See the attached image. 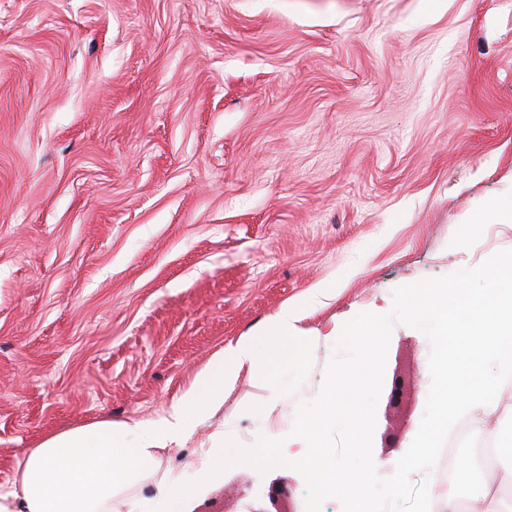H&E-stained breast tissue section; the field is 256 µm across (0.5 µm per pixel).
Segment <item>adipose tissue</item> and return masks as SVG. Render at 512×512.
<instances>
[{
  "mask_svg": "<svg viewBox=\"0 0 512 512\" xmlns=\"http://www.w3.org/2000/svg\"><path fill=\"white\" fill-rule=\"evenodd\" d=\"M492 297H472V312L458 323L444 288H412L413 311L426 314L439 343L450 346V362L459 377L439 390L436 420L445 424L465 414L489 439L500 440L493 419L501 406L496 380L483 362L512 367V255L497 259L491 269ZM301 316L288 303L259 333L241 337L234 346L216 351L191 386L154 421L133 424L96 420L43 439L28 449L16 476L15 493L0 497V512H136L133 498L139 487L153 483V512H188L211 483L224 475L223 432L211 446L190 460L197 476L159 471L160 450L181 443L192 424L224 406V393L242 373L251 371L260 349L276 347Z\"/></svg>",
  "mask_w": 512,
  "mask_h": 512,
  "instance_id": "1",
  "label": "adipose tissue"
}]
</instances>
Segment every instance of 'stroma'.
<instances>
[{"label": "stroma", "instance_id": "1", "mask_svg": "<svg viewBox=\"0 0 512 512\" xmlns=\"http://www.w3.org/2000/svg\"><path fill=\"white\" fill-rule=\"evenodd\" d=\"M511 195L512 0H0V495L43 437L160 418L298 302L295 331L160 466L219 428L243 448L287 436L346 321L512 249L507 218L478 221ZM430 350L394 326L388 468ZM305 496L293 469L236 464L193 509Z\"/></svg>", "mask_w": 512, "mask_h": 512}]
</instances>
